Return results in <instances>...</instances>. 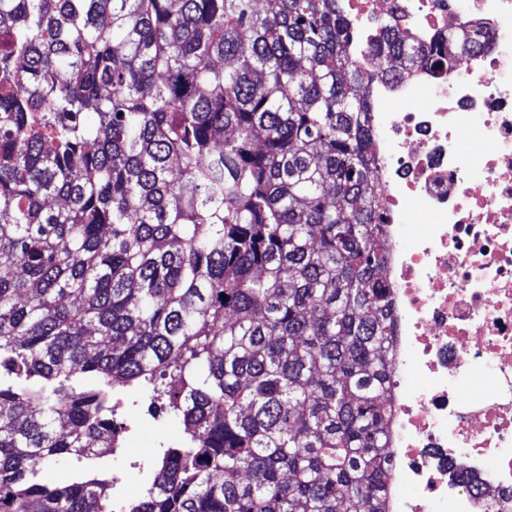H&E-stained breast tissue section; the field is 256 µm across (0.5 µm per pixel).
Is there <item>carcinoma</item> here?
Masks as SVG:
<instances>
[{
	"label": "carcinoma",
	"instance_id": "obj_1",
	"mask_svg": "<svg viewBox=\"0 0 512 512\" xmlns=\"http://www.w3.org/2000/svg\"><path fill=\"white\" fill-rule=\"evenodd\" d=\"M263 2L0 0V512H112V389L160 378L187 437L128 512H386L362 50L343 0ZM460 27L383 36L436 71Z\"/></svg>",
	"mask_w": 512,
	"mask_h": 512
}]
</instances>
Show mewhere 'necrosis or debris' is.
I'll return each instance as SVG.
<instances>
[{"label":"necrosis or debris","instance_id":"4bbe7bcc","mask_svg":"<svg viewBox=\"0 0 512 512\" xmlns=\"http://www.w3.org/2000/svg\"><path fill=\"white\" fill-rule=\"evenodd\" d=\"M344 5L365 50L389 249L387 512H512V0ZM388 20L425 40L462 21L490 45L390 77Z\"/></svg>","mask_w":512,"mask_h":512}]
</instances>
